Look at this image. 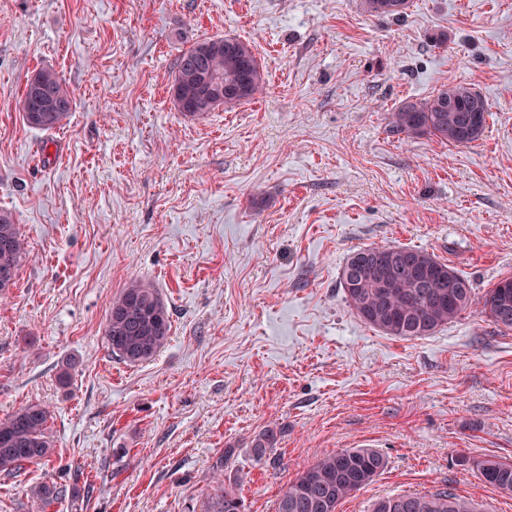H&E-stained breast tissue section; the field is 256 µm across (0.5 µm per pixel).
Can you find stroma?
I'll use <instances>...</instances> for the list:
<instances>
[{
    "label": "stroma",
    "instance_id": "stroma-1",
    "mask_svg": "<svg viewBox=\"0 0 512 512\" xmlns=\"http://www.w3.org/2000/svg\"><path fill=\"white\" fill-rule=\"evenodd\" d=\"M224 36L252 46L263 93L179 112L177 56ZM41 68L75 101L49 132L19 109ZM451 82L489 105L478 141L388 134L397 106ZM1 209L26 256L0 297V419L46 406L55 453L0 474V512H33L58 478L70 492L47 512H207L226 491L275 512L345 448L388 465L337 512L439 489L512 512L457 461L512 463V329L476 305L388 336L339 283L353 250L388 246L434 254L479 297L512 277V0H411L399 20L361 0H0ZM133 280L172 328L129 366L104 324Z\"/></svg>",
    "mask_w": 512,
    "mask_h": 512
}]
</instances>
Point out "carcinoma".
Instances as JSON below:
<instances>
[{
    "instance_id": "cac0c4a2",
    "label": "carcinoma",
    "mask_w": 512,
    "mask_h": 512,
    "mask_svg": "<svg viewBox=\"0 0 512 512\" xmlns=\"http://www.w3.org/2000/svg\"><path fill=\"white\" fill-rule=\"evenodd\" d=\"M364 10L375 17L399 19L407 13L410 0H362ZM234 90L225 105L249 101L261 94L264 78L259 61L246 42L226 36L197 41L184 49L175 62L171 88L174 107L185 115L201 116L211 111L208 88ZM73 108V98L65 81L54 70L43 68L28 78L21 98L23 119L28 126L53 130L62 125ZM475 112L474 128L464 130V118ZM486 99L476 90L450 83L425 101L405 102L388 117V132L408 138L428 137L442 143L464 145L483 135L487 116ZM384 251L412 257L417 269L403 270L398 264L387 267L388 287H378L374 272L353 271L348 256L341 271L340 286L349 306L365 324L398 338L422 337L454 321L472 305L473 288L468 279L427 251L389 246ZM25 254L24 242L10 213L0 212V271L17 275ZM434 269L443 277L452 276L461 288L450 299L437 298L420 287L419 270ZM506 302L512 304V287L497 282L483 299L484 311L502 329H512V319L498 316ZM171 331L167 304L152 285L131 281L112 300L105 320L104 335L109 354L136 366L153 359L165 346ZM49 410L29 404L0 421V472L12 475L29 464L50 461L54 448L47 434ZM276 443L274 431H265L256 441L254 454L263 459ZM462 466H471L492 488L512 493V464L497 460L458 457ZM387 460L368 448L340 450L319 458L289 483L276 512H337L342 500L371 484L384 472ZM66 486L42 483L33 489L39 508L45 509L65 495ZM210 512H245L243 500L226 492L212 502ZM371 512H482L473 500L446 489L425 494H398L376 500Z\"/></svg>"
}]
</instances>
